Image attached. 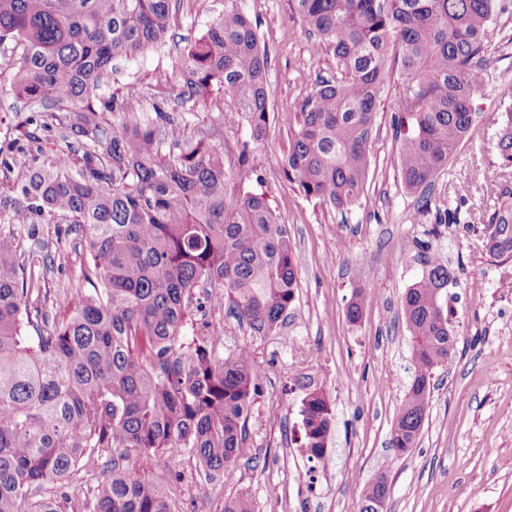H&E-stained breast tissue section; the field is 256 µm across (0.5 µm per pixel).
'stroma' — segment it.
Masks as SVG:
<instances>
[{
  "label": "stroma",
  "mask_w": 512,
  "mask_h": 512,
  "mask_svg": "<svg viewBox=\"0 0 512 512\" xmlns=\"http://www.w3.org/2000/svg\"><path fill=\"white\" fill-rule=\"evenodd\" d=\"M489 28L486 80L473 99L477 121L435 178L432 209H417L398 173L392 117L399 84L378 104L372 165L364 196L346 213L306 198L285 179L288 128L271 127L249 145L243 120L224 126V158L241 148L260 171L261 186L288 226L299 281L281 333L256 336L225 310L206 318L222 331L219 357L248 347L257 368V393L248 421L251 458L240 460L233 482L205 479L189 453L168 460L139 455L140 465L170 488L172 512H224L243 492L255 512H361L365 483L385 477L386 512H512V259L491 257L482 218L496 200L486 192L498 158L499 115L512 105V0ZM225 0H181L166 45L115 61L120 82L165 73L170 57L223 13ZM269 48L271 111H295L316 77L335 76L332 52H310L290 0H236ZM458 211L436 245L456 279L447 304L454 346L431 380L429 410L416 448L398 453L391 427L414 374L410 335L399 318L404 291L420 276L415 242L434 222L432 210ZM35 256L52 255L49 296L37 304L55 318L67 314L65 292L86 265L85 243L62 224H43L24 239ZM360 295L363 314L346 309ZM327 392L334 416L322 458L302 446L300 410L308 386Z\"/></svg>",
  "instance_id": "35a3bbf8"
}]
</instances>
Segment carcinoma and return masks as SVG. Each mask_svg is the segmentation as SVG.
Returning <instances> with one entry per match:
<instances>
[{
	"label": "carcinoma",
	"instance_id": "1",
	"mask_svg": "<svg viewBox=\"0 0 512 512\" xmlns=\"http://www.w3.org/2000/svg\"><path fill=\"white\" fill-rule=\"evenodd\" d=\"M314 39L336 57L299 109L269 110L268 52L231 6L151 80L106 93L117 59L165 43L178 0H0V78L37 107L19 116L0 146V512H171L165 486L131 451L193 454L205 478H234L252 456L247 422L255 366L242 347L215 354L220 330L200 318L227 307L251 333L275 332L299 288L286 225L249 163L224 162V100L263 142L288 126V181L306 197L345 211L371 168L377 102L394 72L402 83L393 116L403 184L429 205L435 176L475 123L472 99L486 71L488 24L497 0H291ZM208 116L189 124L183 105ZM497 199L483 222L485 246L512 259V107L501 113ZM5 224H67L88 263L70 289L68 317L31 310L51 265L23 249ZM401 314L415 371L392 425L391 444L417 446L433 370L454 339L443 292L453 277L430 240ZM303 445L321 457L333 425L326 395L307 393ZM106 458L91 499L67 490L70 474ZM59 495L43 498V485ZM383 477L368 481L361 512L386 503ZM224 512H254L243 493Z\"/></svg>",
	"mask_w": 512,
	"mask_h": 512
}]
</instances>
